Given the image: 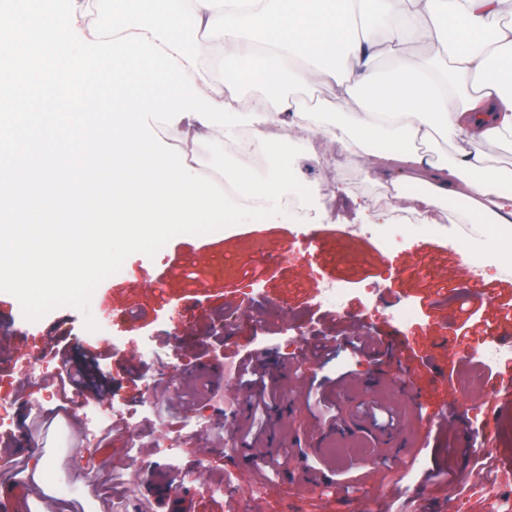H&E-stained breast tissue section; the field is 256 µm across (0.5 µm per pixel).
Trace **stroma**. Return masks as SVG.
<instances>
[{
  "mask_svg": "<svg viewBox=\"0 0 512 512\" xmlns=\"http://www.w3.org/2000/svg\"><path fill=\"white\" fill-rule=\"evenodd\" d=\"M295 92L300 120L253 131L302 149L293 169L313 201L283 197L287 223L179 234L155 256L132 254L85 312L66 306L30 321L0 292V447L10 450L0 457V496L30 497L24 472L35 453L52 462L53 495L68 512H166L149 484L158 469L195 512H485L482 488L512 491V408L496 406L499 382L487 377L512 359V277L501 274L512 229L488 240L454 208L407 199L408 179L378 157L347 156L326 135L351 104L320 109L332 96L323 84ZM331 284L345 289L343 307L327 302ZM404 308L409 319L397 321ZM89 316L97 331L86 330ZM324 336L338 339L327 362L309 354ZM350 336L381 337V354H352ZM491 345L502 360L474 358ZM97 347L112 353L101 364L109 392L63 403L60 373ZM257 351L280 368L287 410L268 417L256 449L238 454L209 394L210 367ZM310 379L331 389L337 425L312 418ZM407 384L416 400L403 395ZM371 400L396 412L394 428L361 414ZM106 407L87 443L84 418ZM165 437L175 446L163 454ZM257 450L281 465L257 470ZM80 464L95 474L90 488L76 482ZM435 470L448 473L447 486L426 481Z\"/></svg>",
  "mask_w": 512,
  "mask_h": 512,
  "instance_id": "stroma-1",
  "label": "stroma"
}]
</instances>
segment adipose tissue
<instances>
[{
    "mask_svg": "<svg viewBox=\"0 0 512 512\" xmlns=\"http://www.w3.org/2000/svg\"><path fill=\"white\" fill-rule=\"evenodd\" d=\"M143 13L139 0H92L77 8V27L92 41L147 36L176 57L198 90L232 110L275 120L298 112L288 88L325 83L352 102L332 136L352 156L370 154L398 169L422 172L416 202L449 203L474 224L512 223V167L493 166L485 141L512 144V0H299L268 9L265 0H160ZM205 37L201 61L184 31ZM417 42L419 64L392 46ZM386 67H379L380 58ZM356 69L341 74L337 59ZM260 85L245 102L242 88ZM466 142L451 163L433 161L436 136Z\"/></svg>",
    "mask_w": 512,
    "mask_h": 512,
    "instance_id": "obj_1",
    "label": "adipose tissue"
}]
</instances>
